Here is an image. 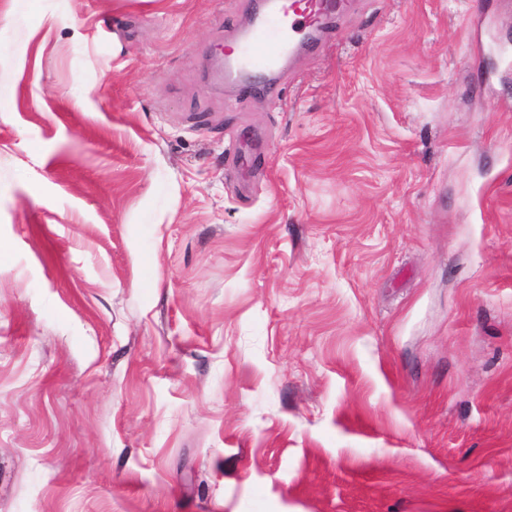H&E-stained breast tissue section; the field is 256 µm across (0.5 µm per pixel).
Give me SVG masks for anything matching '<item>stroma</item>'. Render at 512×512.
Here are the masks:
<instances>
[{
    "mask_svg": "<svg viewBox=\"0 0 512 512\" xmlns=\"http://www.w3.org/2000/svg\"><path fill=\"white\" fill-rule=\"evenodd\" d=\"M0 0V512H512V0ZM263 10L257 25L237 39V50L226 52L224 77L242 93L256 86L250 79L276 68L289 54L303 49L313 38L331 37V24L349 2L335 0H279Z\"/></svg>",
    "mask_w": 512,
    "mask_h": 512,
    "instance_id": "obj_1",
    "label": "stroma"
}]
</instances>
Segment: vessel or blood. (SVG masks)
<instances>
[{
    "label": "vessel or blood",
    "mask_w": 512,
    "mask_h": 512,
    "mask_svg": "<svg viewBox=\"0 0 512 512\" xmlns=\"http://www.w3.org/2000/svg\"><path fill=\"white\" fill-rule=\"evenodd\" d=\"M342 0H279L263 10L254 27L242 33L235 50L224 59L225 78L241 92L255 91V75L276 68L289 51L303 49L313 38L331 36V24Z\"/></svg>",
    "instance_id": "vessel-or-blood-1"
}]
</instances>
